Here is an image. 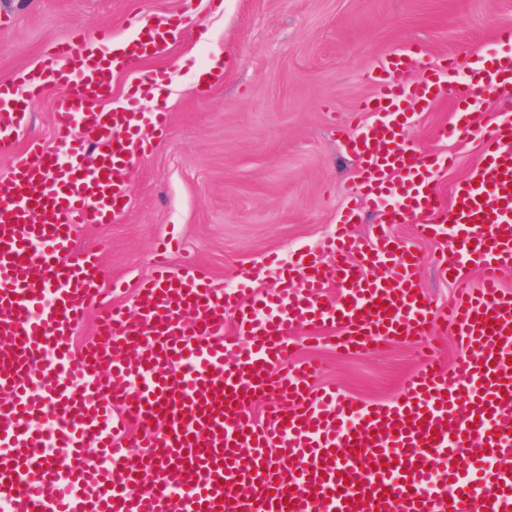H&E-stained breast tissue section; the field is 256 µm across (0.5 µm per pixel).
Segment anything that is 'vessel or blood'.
I'll use <instances>...</instances> for the list:
<instances>
[{
    "label": "vessel or blood",
    "instance_id": "vessel-or-blood-1",
    "mask_svg": "<svg viewBox=\"0 0 512 512\" xmlns=\"http://www.w3.org/2000/svg\"><path fill=\"white\" fill-rule=\"evenodd\" d=\"M136 24L120 42L108 29L75 32L0 81V155L15 157L0 179V501L10 512H512V291L501 282L512 268V116L475 120L512 86V27L468 58L461 81L456 58L429 62L417 44L370 72L375 91L358 109L371 120L339 137L360 188L326 255L300 253L265 292L247 270L228 291L163 260L130 311L104 303L99 255L77 250L73 231L119 218L138 160L168 123L132 106L159 82L137 65L168 51L174 26ZM121 72L133 76L126 105L97 109ZM52 89L63 156L25 134L30 102ZM445 96L457 118L442 137L482 141L446 205L434 175L452 156L404 137L411 113ZM367 202L380 213L371 238L353 230ZM408 222L449 244L438 258L458 286L447 308L419 288V255L391 233ZM91 307L100 340L79 350ZM440 322L477 358L450 370L426 352L381 405L315 389L318 365L298 361L289 339L329 327L333 346L361 353ZM263 398L274 404L258 420L251 406ZM462 455L481 471L462 468Z\"/></svg>",
    "mask_w": 512,
    "mask_h": 512
}]
</instances>
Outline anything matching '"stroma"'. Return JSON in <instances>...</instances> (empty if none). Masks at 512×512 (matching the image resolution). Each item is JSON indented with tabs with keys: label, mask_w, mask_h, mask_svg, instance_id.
<instances>
[{
	"label": "stroma",
	"mask_w": 512,
	"mask_h": 512,
	"mask_svg": "<svg viewBox=\"0 0 512 512\" xmlns=\"http://www.w3.org/2000/svg\"><path fill=\"white\" fill-rule=\"evenodd\" d=\"M165 16L179 38L143 71L166 80L144 111L170 116L130 179V205L116 224H82L78 249L99 252L116 291L104 302L136 309L140 283L154 272L156 248L173 240V265L190 260L216 285L232 289L241 270L275 288L279 264L319 250L349 204L358 172L334 130L369 96V72L392 50L421 44L432 59H466L512 26V0H0V80L33 67L52 41L82 29L128 37V15ZM224 66L196 82L215 58ZM454 120L451 98L412 115L408 139L425 151L453 154L435 178L441 199L481 155L478 139L457 145L439 131ZM394 235L424 257L418 281L437 306L455 286L432 261L441 241L419 239L413 224ZM299 356L322 367L318 384L368 404L392 401L419 361L420 345L398 341L349 355L325 336L296 331Z\"/></svg>",
	"instance_id": "stroma-1"
}]
</instances>
